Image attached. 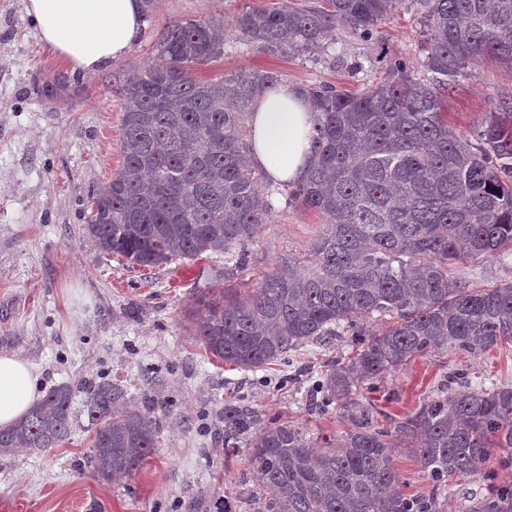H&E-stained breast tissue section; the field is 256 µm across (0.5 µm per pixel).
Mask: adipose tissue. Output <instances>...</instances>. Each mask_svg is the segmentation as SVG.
<instances>
[{
    "label": "adipose tissue",
    "instance_id": "adipose-tissue-1",
    "mask_svg": "<svg viewBox=\"0 0 512 512\" xmlns=\"http://www.w3.org/2000/svg\"><path fill=\"white\" fill-rule=\"evenodd\" d=\"M43 43L75 71L91 73L124 57L141 29L142 0H24ZM311 108L299 87L264 92L250 116L248 162L274 182H297L310 153ZM39 372L0 351V430L11 428L39 400Z\"/></svg>",
    "mask_w": 512,
    "mask_h": 512
}]
</instances>
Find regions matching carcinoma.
<instances>
[{"label":"carcinoma","mask_w":512,"mask_h":512,"mask_svg":"<svg viewBox=\"0 0 512 512\" xmlns=\"http://www.w3.org/2000/svg\"><path fill=\"white\" fill-rule=\"evenodd\" d=\"M243 10L239 39L270 56L323 57L338 25L373 35L404 0H321ZM425 29L415 78L394 63L379 83L357 91L306 87L314 106L313 149L288 200L320 213L323 229L304 262L275 267L251 292L219 289L191 318L192 336L216 359L256 371L336 336L349 352L322 371L312 399L347 422L317 448L297 426L263 422L224 405V447L242 451L255 482L257 512H442L451 475H482L484 492L466 512H512V385L473 387L462 377L450 395L422 402L385 428L358 390L418 356L469 354L512 344V282L449 286L468 262L512 256V106L486 114L476 143L448 125L444 96L478 61L512 69V0H414ZM161 63L135 70L122 88V163L88 199L87 229L99 248L141 267L236 254L224 279L240 272L279 186L245 161L246 120L256 98L286 83L265 70L212 79L196 71L224 55V21L167 26ZM38 91L55 103L75 89L58 74ZM95 436L89 463L102 480L142 468L155 447L149 405L129 407L109 379L83 388ZM74 390L49 389L26 417L0 430V456L56 448L70 439ZM398 437L427 494H406L393 459Z\"/></svg>","instance_id":"cac0c4a2"}]
</instances>
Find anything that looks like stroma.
<instances>
[{"instance_id": "stroma-1", "label": "stroma", "mask_w": 512, "mask_h": 512, "mask_svg": "<svg viewBox=\"0 0 512 512\" xmlns=\"http://www.w3.org/2000/svg\"><path fill=\"white\" fill-rule=\"evenodd\" d=\"M272 0H158L127 55L93 73L72 71L39 40L23 0H0V351L28 360L43 389L106 377L121 383L132 405L150 402L157 422L148 464L127 477L99 479L88 463L94 437L85 416L68 442L46 451L20 448L0 457V512H254L239 481L242 456L224 447V405L235 402L264 418L295 424L316 445L346 428L336 410H312L310 377L339 348L330 338L302 349L294 363L239 370L207 355L189 332L186 313L211 289L252 288L277 264L304 258L323 228L319 213L274 200L236 279L224 257L175 258L156 267L129 265L104 253L88 233L85 202L120 168L123 78L157 63L164 27L177 21L226 20L224 54L200 76L267 70L304 86L361 89L403 61L417 78L424 27L407 0L372 38L338 27L324 61L271 57L239 39L230 20ZM67 75L78 93L56 104L40 96L39 79ZM512 100V70L486 61L448 95V122L467 133L485 113ZM472 288L512 281V257L468 263L457 272ZM473 384H512V345L473 355L416 358L374 385L380 424L433 397L452 375Z\"/></svg>"}]
</instances>
